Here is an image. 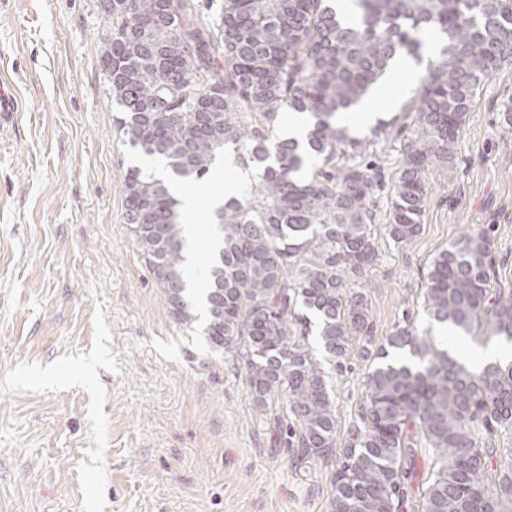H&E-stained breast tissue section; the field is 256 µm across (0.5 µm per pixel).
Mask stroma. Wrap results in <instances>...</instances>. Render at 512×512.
<instances>
[{
    "instance_id": "obj_1",
    "label": "stroma",
    "mask_w": 512,
    "mask_h": 512,
    "mask_svg": "<svg viewBox=\"0 0 512 512\" xmlns=\"http://www.w3.org/2000/svg\"><path fill=\"white\" fill-rule=\"evenodd\" d=\"M99 0H0V71L20 112L0 127V512H327L330 473L257 411L243 372L179 327L125 221L128 169L100 66ZM512 66L480 89L453 146L428 172L421 233L397 245L375 222L379 259L361 287L375 339L424 311L427 268L465 225L490 224L497 285L512 291ZM224 168L181 185L195 265L212 255L211 197ZM369 362L333 381L345 443Z\"/></svg>"
}]
</instances>
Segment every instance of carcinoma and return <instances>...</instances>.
I'll list each match as a JSON object with an SVG mask.
<instances>
[{
    "instance_id": "cac0c4a2",
    "label": "carcinoma",
    "mask_w": 512,
    "mask_h": 512,
    "mask_svg": "<svg viewBox=\"0 0 512 512\" xmlns=\"http://www.w3.org/2000/svg\"><path fill=\"white\" fill-rule=\"evenodd\" d=\"M332 0H102L100 62L123 144L200 182L227 148L263 169L259 184L215 211L207 287H187L186 229L172 182L127 170L126 223L186 330L205 320L209 347L244 372L255 407L285 405L287 447L329 466V512H406L416 456L434 457L420 512H512V360L476 371L448 338L396 324L378 343L361 281L378 259L383 188L375 158L403 142L387 236L414 239L427 173L453 145L479 89L512 65V0H355L356 24ZM433 59L404 105L365 138L337 122L400 59ZM308 115L305 146L276 134L284 112ZM489 228L469 227L431 263L427 316L467 336L487 324L512 343V292L492 291ZM318 338L324 358L309 350ZM367 373L356 424L337 447L332 370Z\"/></svg>"
}]
</instances>
